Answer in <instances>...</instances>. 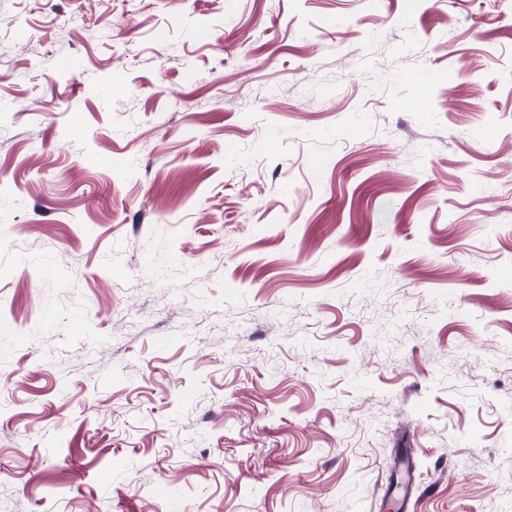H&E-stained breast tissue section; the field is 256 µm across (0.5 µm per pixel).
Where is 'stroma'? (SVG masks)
Wrapping results in <instances>:
<instances>
[{"label": "stroma", "instance_id": "obj_1", "mask_svg": "<svg viewBox=\"0 0 512 512\" xmlns=\"http://www.w3.org/2000/svg\"><path fill=\"white\" fill-rule=\"evenodd\" d=\"M406 448L512 512V0H0V512H394Z\"/></svg>", "mask_w": 512, "mask_h": 512}]
</instances>
